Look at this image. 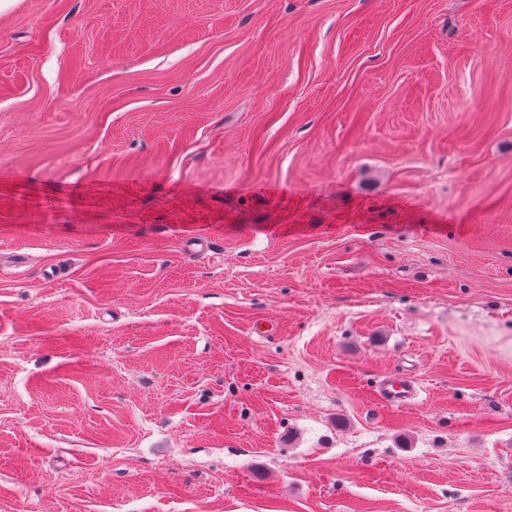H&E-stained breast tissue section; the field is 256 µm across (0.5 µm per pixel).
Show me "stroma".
<instances>
[{
	"label": "stroma",
	"mask_w": 512,
	"mask_h": 512,
	"mask_svg": "<svg viewBox=\"0 0 512 512\" xmlns=\"http://www.w3.org/2000/svg\"><path fill=\"white\" fill-rule=\"evenodd\" d=\"M0 512H512V0H0ZM419 385L415 376L400 375L384 380L378 389L379 401L387 406L407 404L418 393Z\"/></svg>",
	"instance_id": "stroma-1"
}]
</instances>
